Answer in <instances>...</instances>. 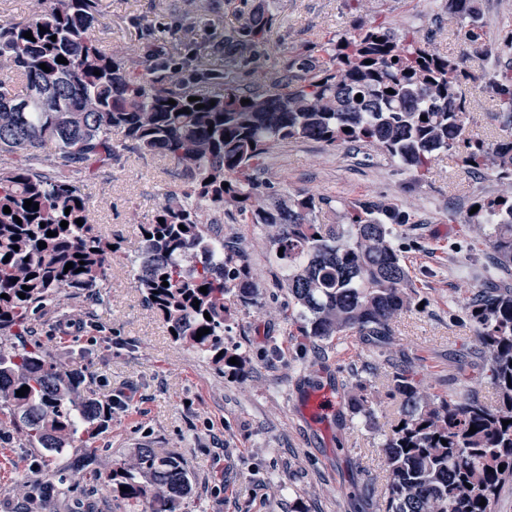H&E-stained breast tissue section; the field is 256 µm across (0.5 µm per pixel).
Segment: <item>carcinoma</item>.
<instances>
[{"mask_svg": "<svg viewBox=\"0 0 512 512\" xmlns=\"http://www.w3.org/2000/svg\"><path fill=\"white\" fill-rule=\"evenodd\" d=\"M42 2L44 10L30 19L0 24V153L16 157L0 172L1 331L20 328L48 303L105 280L114 250L90 223L79 182L126 152L168 157L185 184L181 194L165 195L157 214L164 222L139 225L132 260L137 288L177 333L175 341L229 372L242 369L243 360L224 347V323L232 307L253 302L262 285L243 249L208 225L211 210L231 206L244 223L271 229L277 287L296 310L304 336L328 340L355 333L376 346L415 301L393 243L397 228L410 223L408 213L394 203L361 201L346 210L343 224L315 223L316 211L333 199L290 194L260 178L266 156L281 143H365L416 179L426 177L440 153L460 150L465 167L506 183L500 197L475 201L478 210L469 219L493 224L488 244L497 269L512 272V66L492 71V101L508 131L490 144L467 131L463 85L471 75L431 50L416 31L357 20L352 31L321 44V55L304 50L288 59L287 80L249 93L226 83L195 102L182 84L162 83L157 65L99 46L92 34L99 0ZM448 13L465 43L485 51L488 31L478 0H448ZM272 25L266 0H258L245 21L224 34V58L234 61L243 49L265 46ZM28 31L34 40L23 37ZM60 55L67 63L56 62ZM199 103L203 108H196ZM49 143L63 169L55 177L40 169L49 161L42 152ZM27 199L38 210L25 209ZM6 206L11 213L3 212ZM49 230L56 236H47ZM41 241L47 247L39 248ZM467 316L478 349L488 354L498 401L487 404L473 394L431 398L420 394L416 371L395 372L391 390L403 403L381 445L388 472L385 512H491L512 481V288L477 291ZM202 328L210 333L198 339ZM232 357L237 363H229ZM25 385L29 392L16 395ZM0 402L30 447L50 456L88 447L112 421L111 402L86 392L76 370L38 350L0 351ZM374 406L359 388L352 412L369 417ZM472 426L477 431L471 434ZM72 475L93 478L104 490L145 505L144 512H179L194 484L179 457L146 445L104 472L87 452ZM60 476L44 471L38 495L49 497Z\"/></svg>", "mask_w": 512, "mask_h": 512, "instance_id": "1", "label": "carcinoma"}]
</instances>
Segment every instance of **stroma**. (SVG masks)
<instances>
[{"label": "stroma", "mask_w": 512, "mask_h": 512, "mask_svg": "<svg viewBox=\"0 0 512 512\" xmlns=\"http://www.w3.org/2000/svg\"><path fill=\"white\" fill-rule=\"evenodd\" d=\"M480 5L491 37L484 55L461 43L448 0H361L356 9L350 0H270L268 45L244 51L231 68L224 32L243 22L251 0H100L93 35L116 55L159 56L165 81L197 93L216 90L219 76L245 91L263 90L283 75L292 52L350 31L355 20L376 18L398 31H418L435 52L463 60L472 75L463 87L467 129L492 143L505 125L486 75L493 61L512 60V46L498 36L512 28V0ZM190 53L195 61L172 68ZM264 178L291 193L332 197V206L316 214L319 224L341 223L348 205L365 200L393 202L410 214L394 245L423 306L398 315L383 347L352 335L303 336L295 309L274 286L279 270L267 230L228 212L217 215L219 231L241 244L264 287L257 303L237 307L224 331L225 344L244 358L243 370L226 374L175 342L144 302L131 262L138 225L151 223L163 194L181 193L184 183L170 159L127 153L82 183L96 228L120 247L105 281L92 293L50 303L24 331L0 332V349H39L76 369L84 390L120 396L108 431L93 443L101 467L141 443L178 456L195 476L179 512H384L380 448L401 404L387 388L395 367L417 370L430 397L459 399L471 390L486 402L497 399L487 358L462 363L455 352L474 342L464 311L491 264L490 229L470 223V206L500 195L504 185L469 171L454 151L440 154L417 182L371 146L312 140L273 148ZM361 382L378 401L368 421L349 410ZM327 385L335 413L307 415L305 393ZM78 454L71 448L62 458L45 457L0 411V512H141L82 478H66L50 499L36 497L40 470L71 468Z\"/></svg>", "instance_id": "obj_1"}]
</instances>
